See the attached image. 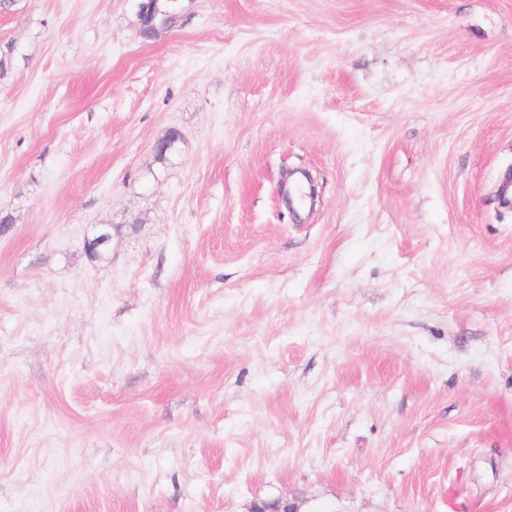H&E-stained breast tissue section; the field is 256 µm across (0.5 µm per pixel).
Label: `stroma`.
Returning <instances> with one entry per match:
<instances>
[{
	"mask_svg": "<svg viewBox=\"0 0 512 512\" xmlns=\"http://www.w3.org/2000/svg\"><path fill=\"white\" fill-rule=\"evenodd\" d=\"M137 12L0 0V512H512V0Z\"/></svg>",
	"mask_w": 512,
	"mask_h": 512,
	"instance_id": "stroma-1",
	"label": "stroma"
}]
</instances>
